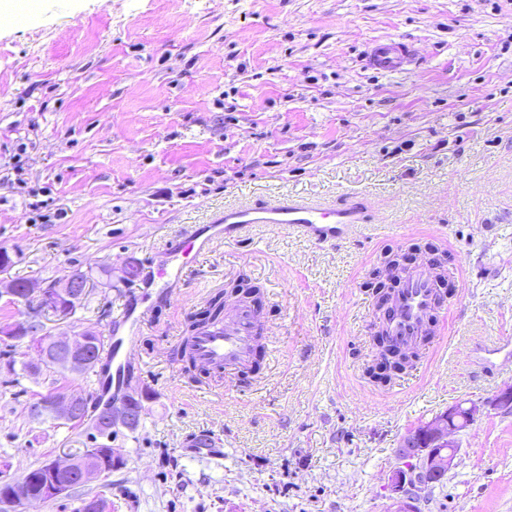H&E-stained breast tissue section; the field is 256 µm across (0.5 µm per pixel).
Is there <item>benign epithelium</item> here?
I'll list each match as a JSON object with an SVG mask.
<instances>
[{
	"mask_svg": "<svg viewBox=\"0 0 512 512\" xmlns=\"http://www.w3.org/2000/svg\"><path fill=\"white\" fill-rule=\"evenodd\" d=\"M14 282H9L5 292L14 300L28 304L29 300L35 301L55 292L66 301V307H60L56 315L60 319L69 317V309L76 307L86 293L85 283L80 276L73 272L67 276L55 288H40L34 284L28 286L26 295L15 293ZM36 316L32 309H27L23 319L18 322V327L0 332V341L3 343L15 342L17 331H28L35 324ZM90 338L86 334L73 336H57L47 342L39 339H31V346L38 353L41 362H52L64 371L80 375L88 364V347ZM85 399L77 393L60 394L51 402L34 404L29 413L32 418L38 420L46 414L56 419L72 421L81 415L84 409ZM132 419L130 406L127 401L120 405H111L102 411L97 417L96 428L99 431H110L117 426H126ZM424 430L434 439L436 448L448 449V457L440 459L435 448H419L416 450V462L411 467H399L388 476L385 485L386 497L390 500L394 512L408 508V505L417 501L420 494L427 489V483L423 475L439 461H444L448 467L455 465L457 457L456 443L452 438L455 429L447 422L446 418L432 419L424 423ZM119 450L116 448H104L96 452L94 448H85L83 451H69L54 462V469L59 471H75L79 482L87 484L99 481L108 475L106 463L116 460ZM31 479V472H26L19 478L0 479V512H29L32 505L64 497L70 490V484L57 480H49L43 483L40 492L34 494L28 491L27 484Z\"/></svg>",
	"mask_w": 512,
	"mask_h": 512,
	"instance_id": "7a95c632",
	"label": "benign epithelium"
}]
</instances>
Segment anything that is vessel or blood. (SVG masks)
Listing matches in <instances>:
<instances>
[{"instance_id":"vessel-or-blood-1","label":"vessel or blood","mask_w":512,"mask_h":512,"mask_svg":"<svg viewBox=\"0 0 512 512\" xmlns=\"http://www.w3.org/2000/svg\"><path fill=\"white\" fill-rule=\"evenodd\" d=\"M416 48L400 38L372 41L364 52L368 68L398 73L414 64ZM365 219L363 204L317 203L301 197H287L260 203H245L225 208L224 228L203 237L197 234L176 245L174 261L158 274L163 292L185 281L198 258L210 250L214 241L232 238L254 224H270L320 243H333L348 237ZM459 274L457 259L434 253L420 263L396 273V284L382 303L376 304L368 324L371 333L385 336L395 349L423 343L425 337L439 338L440 323L451 308L443 281ZM150 316L142 309L130 326V339L107 343L102 357L114 366V374L96 378V388L121 381L135 356V335ZM272 326L256 310L250 299L238 298L225 309L222 318L198 329L188 341V350L198 366L226 373L231 384L245 382L253 366L262 337L271 335ZM468 357L481 373L488 374L503 363L512 362V338L497 337L489 344L474 345Z\"/></svg>"}]
</instances>
